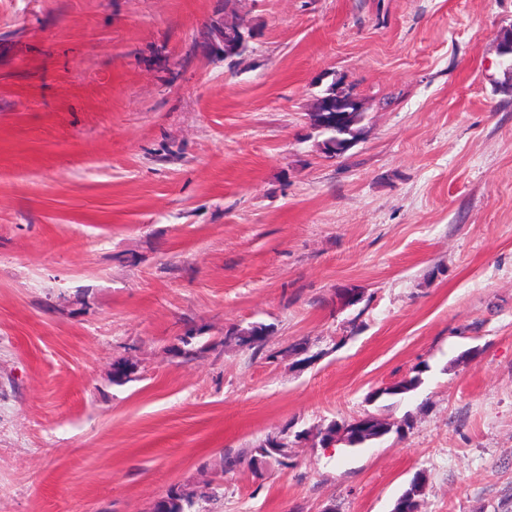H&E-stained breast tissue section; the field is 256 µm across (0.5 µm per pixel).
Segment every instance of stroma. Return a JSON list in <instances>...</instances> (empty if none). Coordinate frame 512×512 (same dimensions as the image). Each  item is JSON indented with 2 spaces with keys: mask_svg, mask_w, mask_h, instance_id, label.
I'll use <instances>...</instances> for the list:
<instances>
[{
  "mask_svg": "<svg viewBox=\"0 0 512 512\" xmlns=\"http://www.w3.org/2000/svg\"><path fill=\"white\" fill-rule=\"evenodd\" d=\"M223 5L0 0V512L208 480L216 512H392L419 474L420 512H512V0H241L232 68ZM335 80L364 119L329 158ZM366 413L413 426L224 469ZM247 27L243 16L237 8V0H224V9L213 19L207 31V37L217 43L224 44V60L231 58L239 64L249 51V42L244 36ZM342 82L333 81L326 89L323 90L322 94L315 98L312 105V111L308 113L310 125L316 130L318 135L322 136L323 139L319 146L327 157H336V143L340 142V139L336 140V134L341 132V128L336 132V112H330L331 118L324 120L325 116L329 112H325L328 102H338L346 106L350 98H353L349 105L354 108L355 111H361L359 102L354 98V95L345 87L342 86ZM267 328L263 324L251 323L246 327L234 326L227 330L224 336L225 343H235L239 346L247 347L259 353L265 346ZM288 425L277 431L268 432L259 443L249 450V463L255 470L258 464L287 467L290 458L288 449L293 441L289 440ZM275 433L271 438V433Z\"/></svg>",
  "mask_w": 512,
  "mask_h": 512,
  "instance_id": "stroma-1",
  "label": "stroma"
}]
</instances>
